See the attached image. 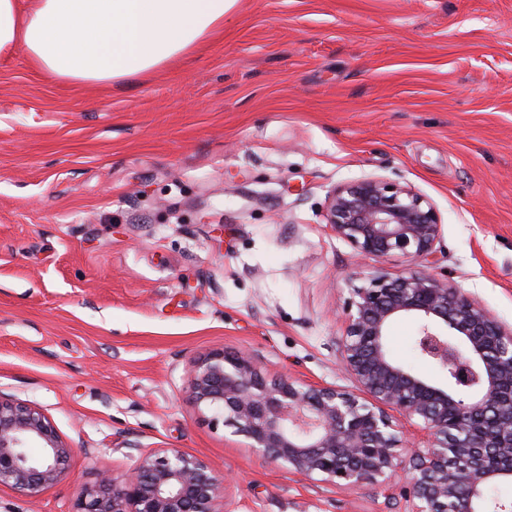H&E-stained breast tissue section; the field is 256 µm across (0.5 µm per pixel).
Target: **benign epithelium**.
I'll list each match as a JSON object with an SVG mask.
<instances>
[{
	"mask_svg": "<svg viewBox=\"0 0 512 512\" xmlns=\"http://www.w3.org/2000/svg\"><path fill=\"white\" fill-rule=\"evenodd\" d=\"M326 218L362 259L427 263L441 233L423 195L381 177L335 188ZM343 309L341 362L365 400L268 379L251 357L222 350L191 365L192 400L291 472L348 487L394 480L412 512H512V500L491 496L496 483H512V328L425 270L371 275ZM399 317L418 322L415 350L446 372L448 388L390 357L387 332ZM398 415L421 421L425 445L404 444ZM73 453L42 409L0 394L1 488L34 499L67 473ZM224 490L201 458L150 448L122 478L103 475L76 512H223Z\"/></svg>",
	"mask_w": 512,
	"mask_h": 512,
	"instance_id": "1",
	"label": "benign epithelium"
}]
</instances>
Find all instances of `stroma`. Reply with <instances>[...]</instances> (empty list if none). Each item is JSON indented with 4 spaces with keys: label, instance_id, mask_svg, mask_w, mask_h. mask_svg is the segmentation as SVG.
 <instances>
[{
    "label": "stroma",
    "instance_id": "1",
    "mask_svg": "<svg viewBox=\"0 0 512 512\" xmlns=\"http://www.w3.org/2000/svg\"><path fill=\"white\" fill-rule=\"evenodd\" d=\"M414 188L442 224L429 272L512 327V0H239L194 57L124 83L53 81L0 56V392L74 446L68 475L0 512H74L139 450L226 476L227 512H411L396 484L268 464L211 422L210 352L357 392L341 368L357 263L325 213L339 185ZM392 356L442 386L414 349Z\"/></svg>",
    "mask_w": 512,
    "mask_h": 512
}]
</instances>
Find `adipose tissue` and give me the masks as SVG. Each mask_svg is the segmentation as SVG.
<instances>
[{
  "label": "adipose tissue",
  "mask_w": 512,
  "mask_h": 512,
  "mask_svg": "<svg viewBox=\"0 0 512 512\" xmlns=\"http://www.w3.org/2000/svg\"><path fill=\"white\" fill-rule=\"evenodd\" d=\"M237 0H0V53L46 76L115 83L155 72L214 33Z\"/></svg>",
  "instance_id": "1"
}]
</instances>
